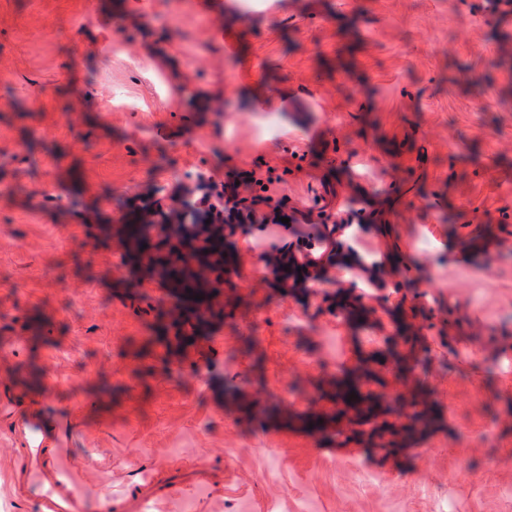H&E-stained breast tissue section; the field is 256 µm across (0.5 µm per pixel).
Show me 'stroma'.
I'll use <instances>...</instances> for the list:
<instances>
[{"instance_id":"35a3bbf8","label":"stroma","mask_w":512,"mask_h":512,"mask_svg":"<svg viewBox=\"0 0 512 512\" xmlns=\"http://www.w3.org/2000/svg\"><path fill=\"white\" fill-rule=\"evenodd\" d=\"M211 2L0 0V391L76 412L62 461L92 456L112 512H512V23L485 0ZM270 168V223L225 227L224 306L164 369L167 292L111 218ZM285 207L330 229L362 209L334 242L382 271L330 258L281 287L252 244L291 249ZM367 287L424 305L406 383L439 420L402 448L297 417L391 348L381 309L336 313ZM146 466L171 494L141 498Z\"/></svg>"}]
</instances>
